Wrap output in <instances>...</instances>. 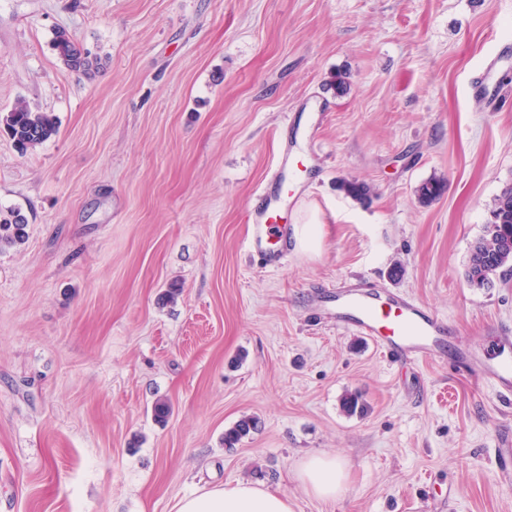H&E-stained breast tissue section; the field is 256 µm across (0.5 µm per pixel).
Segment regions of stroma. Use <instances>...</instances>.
Returning <instances> with one entry per match:
<instances>
[{"label": "stroma", "mask_w": 512, "mask_h": 512, "mask_svg": "<svg viewBox=\"0 0 512 512\" xmlns=\"http://www.w3.org/2000/svg\"><path fill=\"white\" fill-rule=\"evenodd\" d=\"M59 29L97 70L59 61ZM511 50L512 0H0V113L58 119L24 153L0 137V211L28 218L0 251V512H176L242 481L293 512H512V397L456 362L512 360V272L465 278L512 185V70L493 105L469 78ZM285 143L296 243L268 269L242 215ZM340 282L445 318L447 359L395 362L320 317ZM318 456L346 494L306 490ZM258 427V422L253 417H242L224 432V445L232 448L243 438L250 435ZM301 478L310 493L321 500H333L347 491L343 462L336 458L313 457L302 471Z\"/></svg>", "instance_id": "stroma-1"}]
</instances>
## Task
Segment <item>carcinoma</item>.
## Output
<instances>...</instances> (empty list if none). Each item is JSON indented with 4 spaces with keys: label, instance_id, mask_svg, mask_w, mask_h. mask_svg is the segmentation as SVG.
<instances>
[{
    "label": "carcinoma",
    "instance_id": "cac0c4a2",
    "mask_svg": "<svg viewBox=\"0 0 512 512\" xmlns=\"http://www.w3.org/2000/svg\"><path fill=\"white\" fill-rule=\"evenodd\" d=\"M52 45L59 60L72 71L87 73L98 64V59L90 57V53L64 30L54 33ZM0 133L24 151L55 135L57 122L48 112L33 111L26 105H19L4 115L0 114ZM339 188L356 200H364L371 193L369 185L358 181L343 180ZM445 188L443 181L430 179L419 186L418 200L423 204L433 202L444 194ZM489 213L485 234L471 245L465 272L467 281L479 287L488 284L491 276L503 268H512V186L504 188L493 199ZM27 227L28 220L19 210L12 209L6 216H0V250L24 243ZM257 427L255 418H240L225 430L224 445L233 447Z\"/></svg>",
    "mask_w": 512,
    "mask_h": 512
}]
</instances>
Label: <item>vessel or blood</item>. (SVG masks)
Masks as SVG:
<instances>
[{
	"label": "vessel or blood",
	"mask_w": 512,
	"mask_h": 512,
	"mask_svg": "<svg viewBox=\"0 0 512 512\" xmlns=\"http://www.w3.org/2000/svg\"><path fill=\"white\" fill-rule=\"evenodd\" d=\"M280 154L278 167L257 191L245 215L247 249L266 267L283 265L293 243L292 230L280 221L290 162L288 149H281ZM323 315L365 336L392 359L419 362L446 355L447 321L401 293L340 285L329 293ZM475 370L496 387L512 391V364L496 361L476 365Z\"/></svg>",
	"instance_id": "obj_1"
}]
</instances>
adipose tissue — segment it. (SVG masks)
Instances as JSON below:
<instances>
[{
	"label": "adipose tissue",
	"instance_id": "ef3b65f1",
	"mask_svg": "<svg viewBox=\"0 0 512 512\" xmlns=\"http://www.w3.org/2000/svg\"><path fill=\"white\" fill-rule=\"evenodd\" d=\"M301 478L310 493L321 500L335 499L347 490L344 465L333 458L309 459ZM177 512H292V508L287 497L279 492L241 482L183 498L177 504Z\"/></svg>",
	"mask_w": 512,
	"mask_h": 512
}]
</instances>
